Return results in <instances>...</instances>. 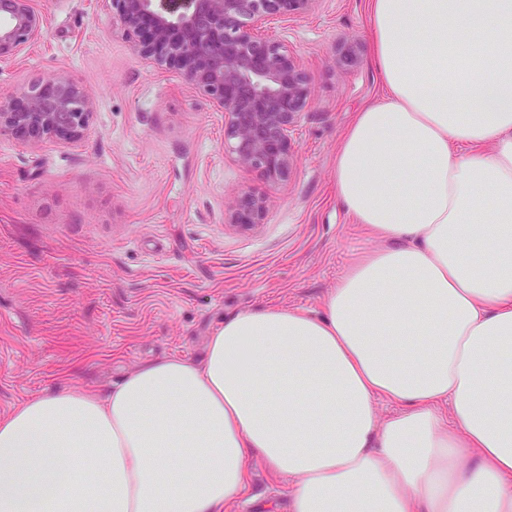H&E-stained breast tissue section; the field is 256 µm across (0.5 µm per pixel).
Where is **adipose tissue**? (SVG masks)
Returning a JSON list of instances; mask_svg holds the SVG:
<instances>
[{"label": "adipose tissue", "instance_id": "adipose-tissue-1", "mask_svg": "<svg viewBox=\"0 0 512 512\" xmlns=\"http://www.w3.org/2000/svg\"><path fill=\"white\" fill-rule=\"evenodd\" d=\"M381 96L336 196L382 242L320 314L227 318L201 360L0 416V512H512V0H369ZM396 408L382 419L379 401ZM251 480L242 499L224 512H290L288 480L273 476L260 459L249 463Z\"/></svg>", "mask_w": 512, "mask_h": 512}]
</instances>
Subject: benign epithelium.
<instances>
[{
	"mask_svg": "<svg viewBox=\"0 0 512 512\" xmlns=\"http://www.w3.org/2000/svg\"><path fill=\"white\" fill-rule=\"evenodd\" d=\"M112 16L136 54L179 67L186 80L224 113V149L239 166L271 183L290 174L289 133L308 102L300 61L265 35L269 18H296L318 0H108ZM0 58L18 55L39 39L45 19L36 0H0ZM92 102L65 75L33 81L19 96L0 100V131L29 145L46 139L73 142L89 125ZM266 199L244 192L224 222L250 229L264 220Z\"/></svg>",
	"mask_w": 512,
	"mask_h": 512,
	"instance_id": "obj_1",
	"label": "benign epithelium"
}]
</instances>
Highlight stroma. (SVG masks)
Instances as JSON below:
<instances>
[{"instance_id": "obj_1", "label": "stroma", "mask_w": 512, "mask_h": 512, "mask_svg": "<svg viewBox=\"0 0 512 512\" xmlns=\"http://www.w3.org/2000/svg\"><path fill=\"white\" fill-rule=\"evenodd\" d=\"M39 2L44 33L0 59V98L65 75L93 112L75 143L0 132V415L64 385L108 391L173 354L201 359L213 329L244 310L321 312L348 266L379 245L334 186L343 130L381 93L367 0H318L269 22L310 86L290 133L296 161L275 184L234 161L223 113L181 70L137 57L100 0ZM243 191L267 199L249 231L224 221ZM249 469L224 512H290L287 479L257 458Z\"/></svg>"}]
</instances>
